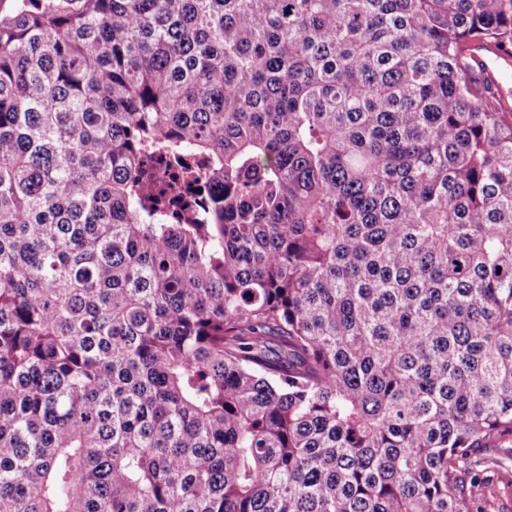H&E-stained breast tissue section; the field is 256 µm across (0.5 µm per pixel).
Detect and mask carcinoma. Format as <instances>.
<instances>
[{
    "instance_id": "cac0c4a2",
    "label": "carcinoma",
    "mask_w": 512,
    "mask_h": 512,
    "mask_svg": "<svg viewBox=\"0 0 512 512\" xmlns=\"http://www.w3.org/2000/svg\"><path fill=\"white\" fill-rule=\"evenodd\" d=\"M512 0L0 17V512H472L512 444ZM212 189L148 195L142 158ZM483 64L482 78L496 85L499 89L497 105L509 109L508 99L512 97V50H495V56L489 59L478 57ZM510 85V87H509Z\"/></svg>"
}]
</instances>
